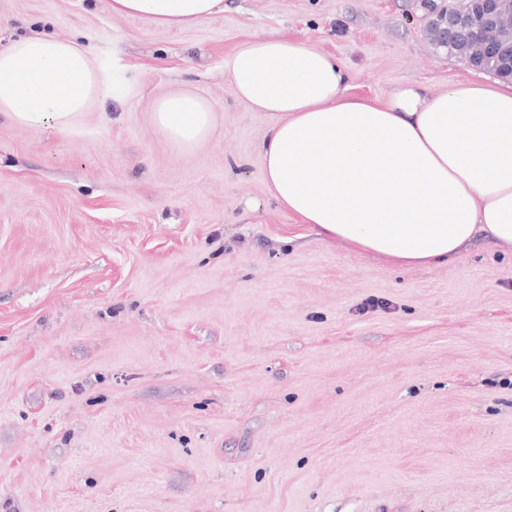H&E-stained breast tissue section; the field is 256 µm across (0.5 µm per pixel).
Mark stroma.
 Listing matches in <instances>:
<instances>
[{
	"mask_svg": "<svg viewBox=\"0 0 512 512\" xmlns=\"http://www.w3.org/2000/svg\"><path fill=\"white\" fill-rule=\"evenodd\" d=\"M417 0H224L183 30L108 0H0L93 55L72 128L0 114V512H512V249L400 268L268 190L267 113L224 56L310 43L377 98L496 78L433 52ZM190 88L187 150L152 123ZM152 120L170 141L189 149L208 139L215 126L216 112L195 92L181 90L156 102Z\"/></svg>",
	"mask_w": 512,
	"mask_h": 512,
	"instance_id": "35a3bbf8",
	"label": "stroma"
}]
</instances>
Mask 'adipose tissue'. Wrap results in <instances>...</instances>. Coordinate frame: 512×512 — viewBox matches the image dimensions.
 Here are the masks:
<instances>
[{
    "instance_id": "ef3b65f1",
    "label": "adipose tissue",
    "mask_w": 512,
    "mask_h": 512,
    "mask_svg": "<svg viewBox=\"0 0 512 512\" xmlns=\"http://www.w3.org/2000/svg\"><path fill=\"white\" fill-rule=\"evenodd\" d=\"M119 16L188 28L224 0H110ZM235 97L272 124L259 154L273 197L300 223L403 268L446 265L478 238L512 248V88L396 87L382 100L349 91L334 57L286 37H256L224 58ZM76 42L22 36L0 49V112L65 130L104 95ZM155 127L193 148L216 114L190 90L159 99Z\"/></svg>"
}]
</instances>
